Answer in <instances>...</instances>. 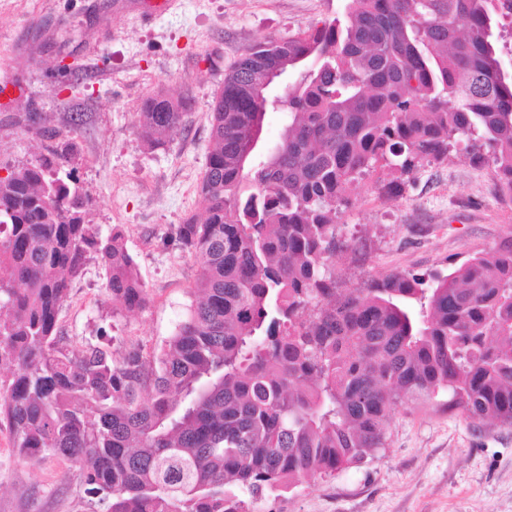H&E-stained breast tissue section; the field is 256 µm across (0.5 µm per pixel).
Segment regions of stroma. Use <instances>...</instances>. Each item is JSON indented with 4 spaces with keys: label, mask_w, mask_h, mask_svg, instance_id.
I'll use <instances>...</instances> for the list:
<instances>
[{
    "label": "stroma",
    "mask_w": 512,
    "mask_h": 512,
    "mask_svg": "<svg viewBox=\"0 0 512 512\" xmlns=\"http://www.w3.org/2000/svg\"><path fill=\"white\" fill-rule=\"evenodd\" d=\"M347 0H177L148 15L146 0H0V82L24 86L0 110V176L37 161L56 133L77 144L69 166L90 198L88 218L122 231L150 301L116 308L99 259L86 263L59 314L71 345L159 350L185 319L199 259L172 231L199 213L214 97L256 40L285 38L342 16ZM186 98L183 125L148 146L135 128L150 95ZM390 174L362 181L337 231L357 252L337 255L336 286L362 287L394 270H443L494 247L512 229L491 167L463 152L420 167L397 195ZM252 512H512V427L475 428L432 404L394 415L384 448L361 466L253 500ZM0 512H91L77 468L22 461L0 424Z\"/></svg>",
    "instance_id": "1"
}]
</instances>
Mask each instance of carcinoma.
Listing matches in <instances>:
<instances>
[{"instance_id":"obj_1","label":"carcinoma","mask_w":512,"mask_h":512,"mask_svg":"<svg viewBox=\"0 0 512 512\" xmlns=\"http://www.w3.org/2000/svg\"><path fill=\"white\" fill-rule=\"evenodd\" d=\"M512 0H347L224 75L200 188L177 226L205 272L149 357L68 345L59 314L87 259L115 306L149 303L123 234L87 219L74 143L0 178V419L28 461L65 458L104 512H252L244 495L332 477L386 445L416 400L512 426V232L445 272L397 271L341 295L336 223L358 181L448 160L494 165L512 203V72L494 29ZM161 94L148 144L181 125ZM269 112L286 117L259 153Z\"/></svg>"}]
</instances>
